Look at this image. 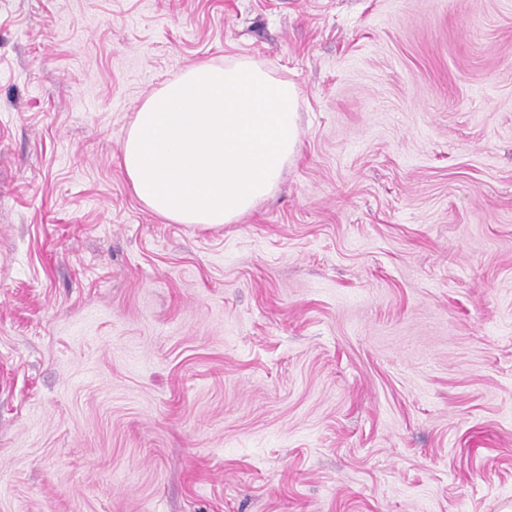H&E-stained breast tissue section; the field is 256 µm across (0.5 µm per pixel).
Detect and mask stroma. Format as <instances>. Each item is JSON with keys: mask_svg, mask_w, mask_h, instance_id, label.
<instances>
[{"mask_svg": "<svg viewBox=\"0 0 512 512\" xmlns=\"http://www.w3.org/2000/svg\"><path fill=\"white\" fill-rule=\"evenodd\" d=\"M293 81L233 224L147 210L135 112ZM512 507V0H0V512Z\"/></svg>", "mask_w": 512, "mask_h": 512, "instance_id": "stroma-1", "label": "stroma"}]
</instances>
